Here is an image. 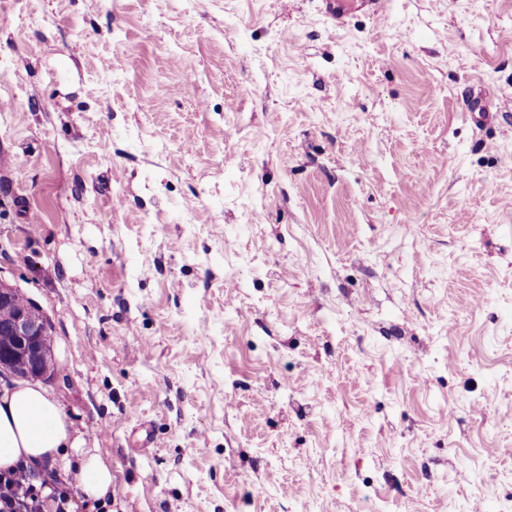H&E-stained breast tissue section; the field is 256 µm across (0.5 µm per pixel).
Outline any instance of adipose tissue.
<instances>
[{"label": "adipose tissue", "instance_id": "adipose-tissue-1", "mask_svg": "<svg viewBox=\"0 0 512 512\" xmlns=\"http://www.w3.org/2000/svg\"><path fill=\"white\" fill-rule=\"evenodd\" d=\"M70 434L62 406L38 382H18L0 389V470L17 464L38 469L67 462ZM77 462L78 485L87 499L97 501L112 486V470L102 457L83 448Z\"/></svg>", "mask_w": 512, "mask_h": 512}]
</instances>
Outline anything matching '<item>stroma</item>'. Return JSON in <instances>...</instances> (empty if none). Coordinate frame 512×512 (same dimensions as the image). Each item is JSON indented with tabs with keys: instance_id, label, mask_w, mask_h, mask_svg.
Masks as SVG:
<instances>
[{
	"instance_id": "35a3bbf8",
	"label": "stroma",
	"mask_w": 512,
	"mask_h": 512,
	"mask_svg": "<svg viewBox=\"0 0 512 512\" xmlns=\"http://www.w3.org/2000/svg\"><path fill=\"white\" fill-rule=\"evenodd\" d=\"M320 8L0 0V281L112 466L71 512H512V0ZM386 0H321L324 15L338 25H345L354 12L379 18L385 12Z\"/></svg>"
}]
</instances>
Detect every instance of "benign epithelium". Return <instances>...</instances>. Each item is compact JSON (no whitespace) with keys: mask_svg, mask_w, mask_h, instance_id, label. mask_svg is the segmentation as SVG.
<instances>
[{"mask_svg":"<svg viewBox=\"0 0 512 512\" xmlns=\"http://www.w3.org/2000/svg\"><path fill=\"white\" fill-rule=\"evenodd\" d=\"M50 330L49 321L39 310L30 304L21 307L10 322L12 343L0 345V377L53 378L55 371L46 368L54 360Z\"/></svg>","mask_w":512,"mask_h":512,"instance_id":"7a95c632","label":"benign epithelium"}]
</instances>
